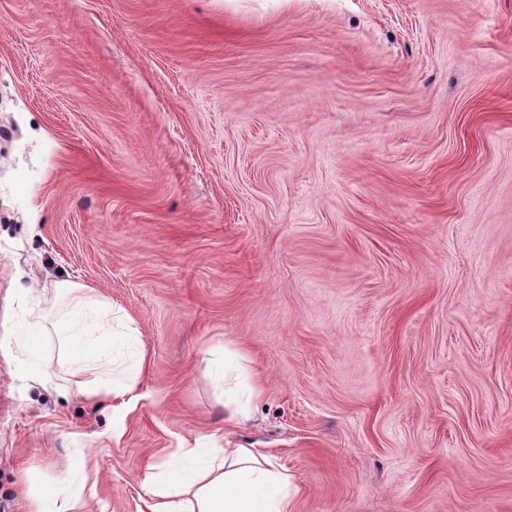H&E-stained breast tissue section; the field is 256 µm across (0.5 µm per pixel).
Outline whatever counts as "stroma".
Here are the masks:
<instances>
[{
	"mask_svg": "<svg viewBox=\"0 0 512 512\" xmlns=\"http://www.w3.org/2000/svg\"><path fill=\"white\" fill-rule=\"evenodd\" d=\"M60 281L133 320L125 397ZM0 341V512H143L201 438L292 512H512V0H0ZM32 512H73L75 502L69 495L59 492H45L31 499Z\"/></svg>",
	"mask_w": 512,
	"mask_h": 512,
	"instance_id": "1",
	"label": "stroma"
}]
</instances>
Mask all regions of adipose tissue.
<instances>
[{
  "label": "adipose tissue",
  "instance_id": "adipose-tissue-1",
  "mask_svg": "<svg viewBox=\"0 0 512 512\" xmlns=\"http://www.w3.org/2000/svg\"><path fill=\"white\" fill-rule=\"evenodd\" d=\"M60 290L76 301L66 322L54 330L63 347H96L100 350H132L135 328L117 337L101 332L90 336L91 326L101 327L114 308L80 300L79 285L63 282ZM173 468L147 471L143 486L151 498L150 512H292L290 479L266 455L254 448H221L198 444L180 451Z\"/></svg>",
  "mask_w": 512,
  "mask_h": 512
}]
</instances>
